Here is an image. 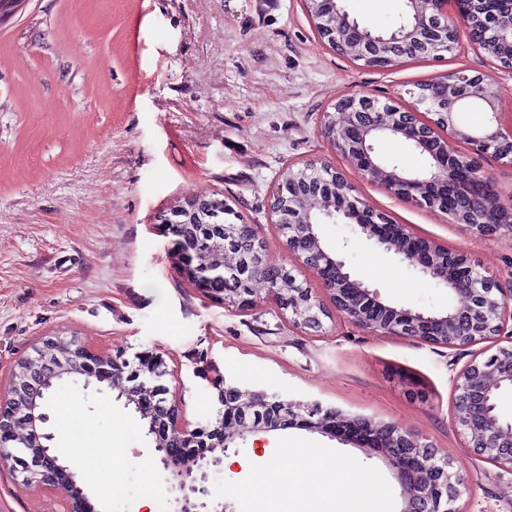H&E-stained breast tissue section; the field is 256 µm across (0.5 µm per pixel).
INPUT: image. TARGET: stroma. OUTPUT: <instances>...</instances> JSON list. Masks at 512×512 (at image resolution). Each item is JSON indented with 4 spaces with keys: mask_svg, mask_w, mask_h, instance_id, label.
Wrapping results in <instances>:
<instances>
[{
    "mask_svg": "<svg viewBox=\"0 0 512 512\" xmlns=\"http://www.w3.org/2000/svg\"><path fill=\"white\" fill-rule=\"evenodd\" d=\"M361 25L399 23L404 0H344ZM467 68L497 81L512 115V74L471 49L376 70L329 47L304 0H27L0 25V386L48 336L127 359L161 352L168 400L187 427L212 411L224 376L243 395L317 401L393 423L447 455L468 483L457 512H512V472L483 461L452 421V378L472 351L372 336L327 307L321 330L299 329L255 282L249 310L209 296L186 274L160 213L219 194L258 225L265 261L318 288L271 225L272 191L287 166L328 164L356 196L397 224L465 252L488 275L512 273V238L481 239L441 211L389 194L322 132L340 96L413 106L417 84ZM327 237L354 278L385 303L434 313L448 290L425 281L352 226ZM63 465L98 512H177L176 491L133 408L111 390L75 386L46 404ZM77 411L90 436H61ZM121 446L111 457V443ZM98 449L87 460L85 446ZM315 448L346 474H374L376 512H399L400 487L377 452L294 426L247 436L209 481L207 505L252 512L247 484L266 468L294 470ZM55 491L21 488L0 463V512H68Z\"/></svg>",
    "mask_w": 512,
    "mask_h": 512,
    "instance_id": "obj_1",
    "label": "stroma"
}]
</instances>
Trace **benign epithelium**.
I'll use <instances>...</instances> for the list:
<instances>
[{"mask_svg": "<svg viewBox=\"0 0 512 512\" xmlns=\"http://www.w3.org/2000/svg\"><path fill=\"white\" fill-rule=\"evenodd\" d=\"M505 8L494 14V21L464 6V0H407L409 15L391 39L398 43H418L424 55L440 58L446 53H461L466 48L483 51L500 67L512 71V0H499ZM340 0H329L325 14L314 18V26L329 45L344 55L364 58L378 52L385 39L360 26L347 11L338 8ZM416 106L402 108L368 95H343L335 109L339 120L327 119V139L342 154L358 158V169L377 181L390 194L417 205L438 208L453 224L467 227L484 238L512 237V198L502 199L494 179L481 161L493 157L512 164V118L504 120L497 111L494 81L485 73L460 69L442 77L431 93L425 87L413 93ZM430 118H421L419 107ZM480 108L484 121L464 126L460 114ZM397 139L425 150L427 167L406 173L381 159L376 144ZM463 141L466 153L452 144ZM334 186L312 200L303 220H284L283 210L292 195L280 184L272 194L274 224L284 237L288 253L313 271L321 289L350 323L373 336H397L419 344L462 350L492 339H505L508 345L486 359L474 355L453 378V416L468 447L481 459L512 470V419L503 418L497 406L498 395L512 390V280L504 288L499 280L484 274L466 254L452 252L436 241L420 236L405 224H395L383 212L372 209L353 189L345 176L330 167ZM342 220L354 226L384 251L402 263L416 267L428 282L442 285L453 297L467 298L469 304L453 303L440 313H424L383 303L378 293L351 277L345 263L335 257L323 234V227ZM183 266L203 285L220 277L238 276L236 253L224 252L221 268L197 263L192 248L176 243ZM269 296L289 320L301 329L322 327L323 304L311 288H290L288 299L281 289L268 288ZM61 338L46 344L59 349ZM65 357L48 358L38 352L27 360V370H13L7 394L0 396V460L12 462L20 485L57 491L72 504L70 512H98L84 490L60 463L47 442L54 435L46 432L49 416L45 401L54 383L68 375H80L85 385L104 383L134 406L140 418L148 421L155 451L166 472L165 481L180 493L178 512H200L206 503L197 502L210 494L211 468L222 463L212 455L223 451L252 433L272 431L301 423L311 431L338 434L347 428L362 440V446L383 452L400 485L402 508L399 512H456L453 508L467 483L451 471L447 456L422 441L419 436L392 423L375 422L355 415L345 417L318 401L303 403L269 397L258 391L244 400L240 390L220 377L214 382L215 422L190 430L181 425L182 410L176 403L162 401L144 406L146 393L160 392L156 375L166 373L163 356L151 355L153 369L143 374L129 370V360L104 356L87 345L69 339ZM178 437L171 439L168 433ZM198 449L197 469L181 466L183 449Z\"/></svg>", "mask_w": 512, "mask_h": 512, "instance_id": "7a95c632", "label": "benign epithelium"}]
</instances>
